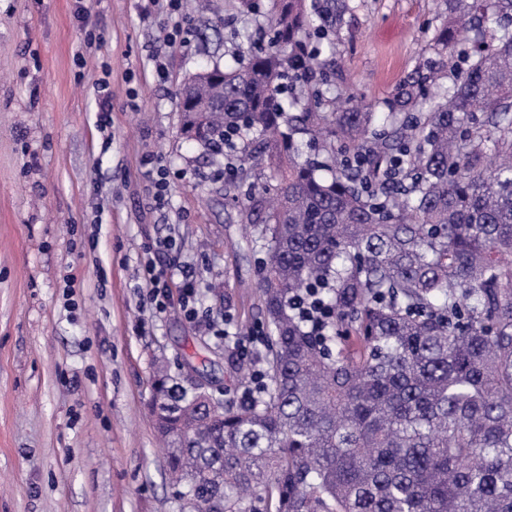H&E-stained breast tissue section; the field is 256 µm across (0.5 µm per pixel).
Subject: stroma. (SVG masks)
I'll return each mask as SVG.
<instances>
[{"instance_id":"obj_1","label":"stroma","mask_w":512,"mask_h":512,"mask_svg":"<svg viewBox=\"0 0 512 512\" xmlns=\"http://www.w3.org/2000/svg\"><path fill=\"white\" fill-rule=\"evenodd\" d=\"M447 14L446 0H349L331 93L386 111L434 60ZM173 24L159 8L141 19L138 0H0V512H178L150 417L155 365L231 402L248 384L234 346L155 310L146 260L174 286L192 269L201 311L266 355V242L244 238L214 156L181 134L177 97L201 65L231 60L255 19L209 0L170 48ZM148 157L169 174L160 210ZM168 237L176 249L157 251Z\"/></svg>"}]
</instances>
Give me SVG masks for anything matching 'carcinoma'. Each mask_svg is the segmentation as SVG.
I'll return each instance as SVG.
<instances>
[{"label": "carcinoma", "mask_w": 512, "mask_h": 512, "mask_svg": "<svg viewBox=\"0 0 512 512\" xmlns=\"http://www.w3.org/2000/svg\"><path fill=\"white\" fill-rule=\"evenodd\" d=\"M319 2L315 27L268 0L263 37L177 93L267 242L257 395L156 371L180 512H512V0H448L439 61L381 114L324 89L315 35L348 3Z\"/></svg>", "instance_id": "obj_1"}]
</instances>
